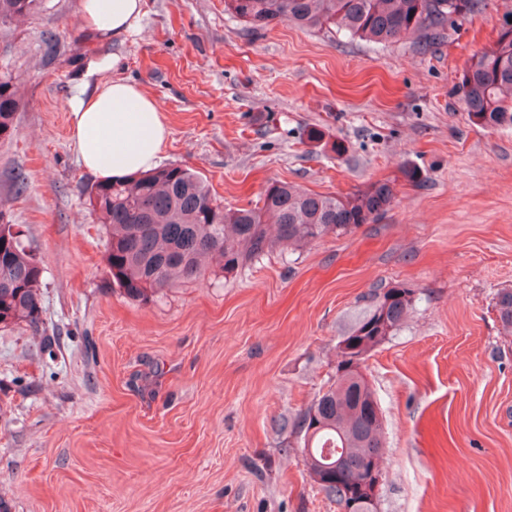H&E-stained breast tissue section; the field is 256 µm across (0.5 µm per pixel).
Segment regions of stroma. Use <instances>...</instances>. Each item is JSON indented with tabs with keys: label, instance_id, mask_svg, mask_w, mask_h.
Wrapping results in <instances>:
<instances>
[{
	"label": "stroma",
	"instance_id": "1",
	"mask_svg": "<svg viewBox=\"0 0 512 512\" xmlns=\"http://www.w3.org/2000/svg\"><path fill=\"white\" fill-rule=\"evenodd\" d=\"M80 3L40 0L0 27L19 100L0 210L43 269L40 330L0 328V512H342L277 422L327 387L342 336L398 283L413 307L362 364L384 411L377 512H512V336L494 308L512 288V129L472 124L453 95L512 0H482L431 46L254 32L224 0H144L139 32L102 44ZM96 53L157 102L161 165L200 173L224 206L275 180L336 195L391 179L395 201L350 233L131 300L71 143Z\"/></svg>",
	"mask_w": 512,
	"mask_h": 512
}]
</instances>
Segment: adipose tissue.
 Wrapping results in <instances>:
<instances>
[{
  "label": "adipose tissue",
  "instance_id": "1",
  "mask_svg": "<svg viewBox=\"0 0 512 512\" xmlns=\"http://www.w3.org/2000/svg\"><path fill=\"white\" fill-rule=\"evenodd\" d=\"M143 0H82L81 22L101 39L136 30ZM110 55L89 57L70 102L72 141L84 168L103 180L127 179L155 168L169 131L156 101L137 84L105 72Z\"/></svg>",
  "mask_w": 512,
  "mask_h": 512
}]
</instances>
